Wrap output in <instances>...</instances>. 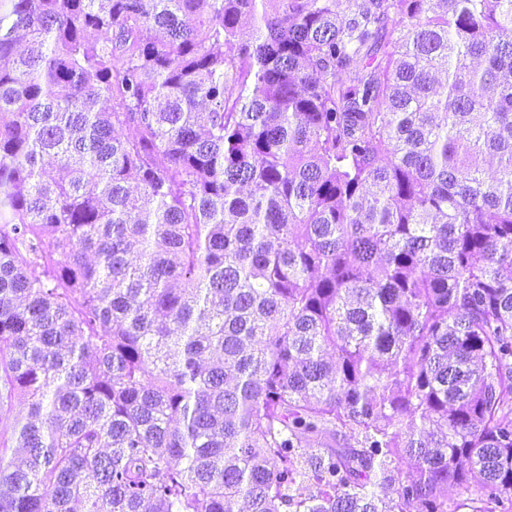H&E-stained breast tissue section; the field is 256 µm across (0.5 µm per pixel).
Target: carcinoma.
<instances>
[{
	"mask_svg": "<svg viewBox=\"0 0 512 512\" xmlns=\"http://www.w3.org/2000/svg\"><path fill=\"white\" fill-rule=\"evenodd\" d=\"M15 400L0 512H508L512 0H0Z\"/></svg>",
	"mask_w": 512,
	"mask_h": 512,
	"instance_id": "carcinoma-1",
	"label": "carcinoma"
}]
</instances>
